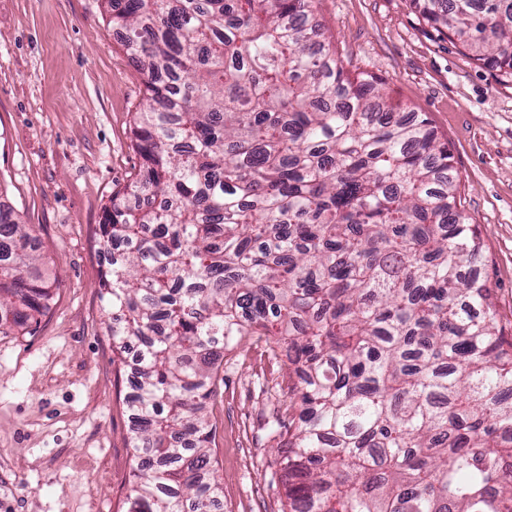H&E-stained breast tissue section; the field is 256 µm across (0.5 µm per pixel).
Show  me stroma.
<instances>
[{
  "instance_id": "1",
  "label": "stroma",
  "mask_w": 512,
  "mask_h": 512,
  "mask_svg": "<svg viewBox=\"0 0 512 512\" xmlns=\"http://www.w3.org/2000/svg\"><path fill=\"white\" fill-rule=\"evenodd\" d=\"M344 67L381 78L447 142L501 321L512 333V76L473 61L409 0H317ZM102 0H0V203L33 225L56 278L28 333L0 335V512H121L135 466L127 383L113 361L96 230L138 171L131 125L143 76ZM206 409L224 512H281L265 480L266 423L288 367L243 340Z\"/></svg>"
}]
</instances>
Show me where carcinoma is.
Returning <instances> with one entry per match:
<instances>
[{
	"instance_id": "obj_1",
	"label": "carcinoma",
	"mask_w": 512,
	"mask_h": 512,
	"mask_svg": "<svg viewBox=\"0 0 512 512\" xmlns=\"http://www.w3.org/2000/svg\"><path fill=\"white\" fill-rule=\"evenodd\" d=\"M316 0H105L144 75L142 166L99 225L127 374L124 512H216L204 416L249 336L297 382L268 422L282 512H512V335L428 118L345 70ZM512 75V0H411ZM29 227L0 207V334L49 308Z\"/></svg>"
}]
</instances>
